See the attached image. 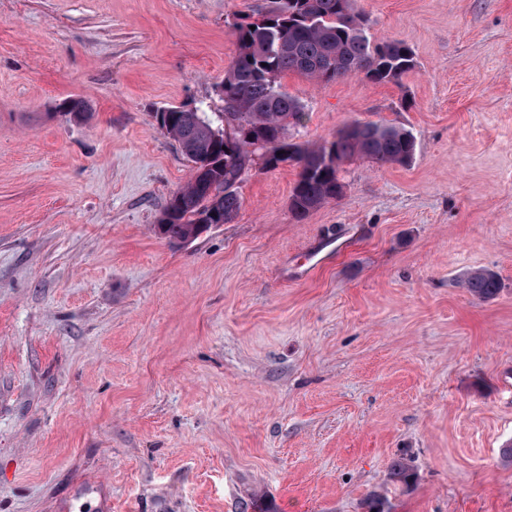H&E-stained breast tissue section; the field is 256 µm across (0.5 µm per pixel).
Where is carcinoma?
<instances>
[{"mask_svg":"<svg viewBox=\"0 0 512 512\" xmlns=\"http://www.w3.org/2000/svg\"><path fill=\"white\" fill-rule=\"evenodd\" d=\"M366 22L354 0H266V6L233 24L236 53L217 85L224 110L179 106L154 112L160 129L191 162L190 179L162 211L161 235L175 241L196 236L197 224L232 222L242 199L237 190H225L224 182L249 172L260 144L273 146L298 168L290 208L299 221L342 196L343 165L357 158L401 165L414 158V135L384 121L355 119L320 144L288 143V130L300 121L304 104L283 89L281 75L297 73L314 81L361 75L387 83L415 67L406 42H374ZM331 154L338 161L334 166L327 164ZM463 286L486 301L498 294L500 282L493 271L481 269L467 273ZM390 478L408 488L416 473L401 458Z\"/></svg>","mask_w":512,"mask_h":512,"instance_id":"obj_1","label":"carcinoma"}]
</instances>
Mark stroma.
I'll list each match as a JSON object with an SVG mask.
<instances>
[{
  "label": "stroma",
  "mask_w": 512,
  "mask_h": 512,
  "mask_svg": "<svg viewBox=\"0 0 512 512\" xmlns=\"http://www.w3.org/2000/svg\"><path fill=\"white\" fill-rule=\"evenodd\" d=\"M263 2L0 0V512H512V0H356L417 65L284 76L291 138L382 120L412 162L301 221L297 168L252 167L171 243L190 164L152 113L223 110ZM463 286L474 297L486 301L498 294L500 282L493 271L481 269L467 273L463 280Z\"/></svg>",
  "instance_id": "35a3bbf8"
}]
</instances>
